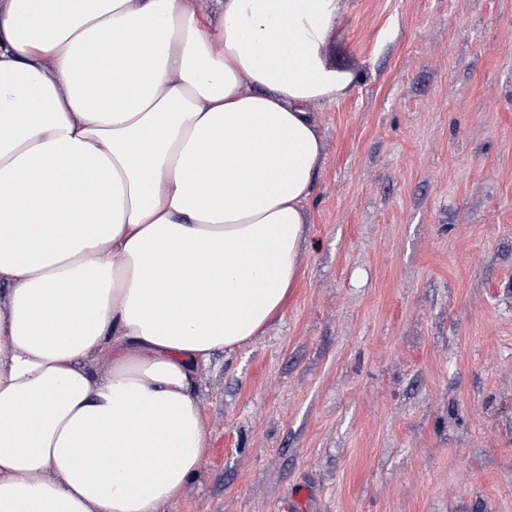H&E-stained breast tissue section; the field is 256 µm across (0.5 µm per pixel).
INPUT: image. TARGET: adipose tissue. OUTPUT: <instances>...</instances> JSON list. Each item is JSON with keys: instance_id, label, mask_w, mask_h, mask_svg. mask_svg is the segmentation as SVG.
<instances>
[{"instance_id": "obj_1", "label": "adipose tissue", "mask_w": 512, "mask_h": 512, "mask_svg": "<svg viewBox=\"0 0 512 512\" xmlns=\"http://www.w3.org/2000/svg\"><path fill=\"white\" fill-rule=\"evenodd\" d=\"M218 6L0 0V512H164L297 280L340 0Z\"/></svg>"}]
</instances>
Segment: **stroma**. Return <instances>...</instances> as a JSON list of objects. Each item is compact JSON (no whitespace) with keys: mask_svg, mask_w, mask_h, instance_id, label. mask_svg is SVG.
<instances>
[{"mask_svg":"<svg viewBox=\"0 0 512 512\" xmlns=\"http://www.w3.org/2000/svg\"><path fill=\"white\" fill-rule=\"evenodd\" d=\"M299 276L166 512H512V0H341Z\"/></svg>","mask_w":512,"mask_h":512,"instance_id":"1","label":"stroma"}]
</instances>
